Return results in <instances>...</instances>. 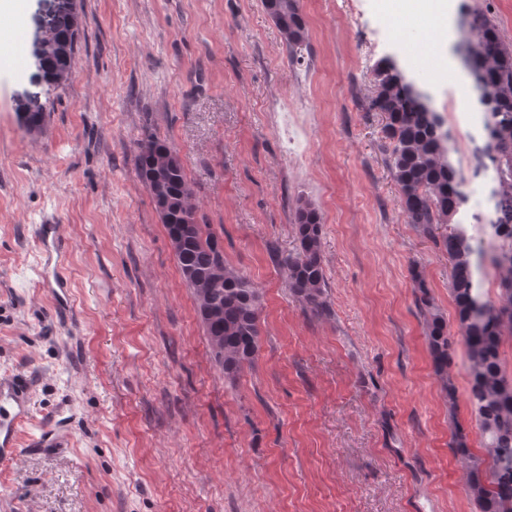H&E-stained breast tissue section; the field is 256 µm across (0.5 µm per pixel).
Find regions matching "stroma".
Returning a JSON list of instances; mask_svg holds the SVG:
<instances>
[{
    "mask_svg": "<svg viewBox=\"0 0 512 512\" xmlns=\"http://www.w3.org/2000/svg\"><path fill=\"white\" fill-rule=\"evenodd\" d=\"M0 15V378L29 389L0 512H479L453 422L486 439L441 247L408 224L369 110L395 61L447 115L433 23L381 0H299L309 53L291 60L262 0H77L66 85L40 131L16 95L37 0ZM297 113L292 144L278 121ZM152 134L177 150L198 218L262 294L251 368L224 377L136 169ZM317 209L332 313L306 314L275 253L297 200ZM69 245L70 313L42 277L39 224ZM419 271L452 342L449 403L415 305ZM68 439L31 442L51 420Z\"/></svg>",
    "mask_w": 512,
    "mask_h": 512,
    "instance_id": "obj_1",
    "label": "stroma"
}]
</instances>
